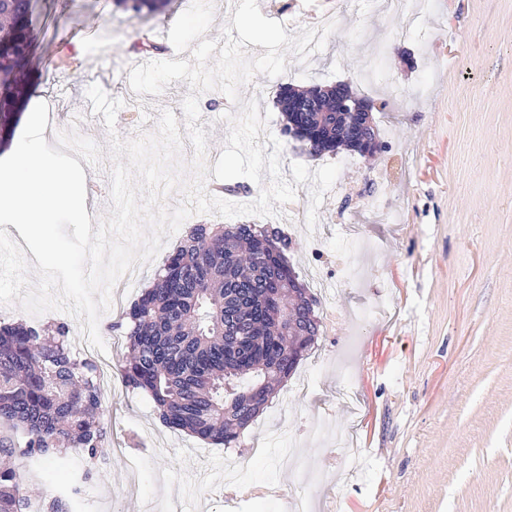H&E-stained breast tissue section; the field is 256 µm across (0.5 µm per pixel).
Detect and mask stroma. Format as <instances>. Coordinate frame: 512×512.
Listing matches in <instances>:
<instances>
[{
  "instance_id": "stroma-1",
  "label": "stroma",
  "mask_w": 512,
  "mask_h": 512,
  "mask_svg": "<svg viewBox=\"0 0 512 512\" xmlns=\"http://www.w3.org/2000/svg\"><path fill=\"white\" fill-rule=\"evenodd\" d=\"M259 2L291 36L340 16L308 60L288 54L284 74L241 86V101L258 99L269 113V133H280L275 96L284 83L345 81L374 105L382 144L374 156L344 164L283 144L281 171L297 196L270 219L288 232L300 281L315 231L326 272L340 277L353 265L359 278L319 299L308 355L229 448L166 427L152 399L123 384L124 352L90 346L69 313L0 306L1 323L68 326L72 356L102 371L109 435L107 465L88 481L78 448L48 460L19 452L12 463L35 499L81 484L75 512H291L295 483L279 464L291 452L323 476L305 490L310 512H512V0H405L402 17L387 0L344 9L338 0ZM238 4L172 0L166 13L140 19L114 0H38L29 102L49 108L47 142L105 79L123 102L115 129L92 115L78 133L105 146L113 132H155L190 88L176 80L160 95H139L131 69L173 49L190 59L202 40L222 37ZM146 39L158 51H137ZM238 110L220 90L200 94L208 165L225 145V114ZM220 221L189 217L134 281L117 282L121 296L98 322L104 343L124 335L120 322L163 254L194 225ZM304 375L310 390L294 392ZM321 420L345 429L353 450L319 436ZM259 439L264 453L228 480L233 459Z\"/></svg>"
}]
</instances>
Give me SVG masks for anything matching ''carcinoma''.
I'll return each mask as SVG.
<instances>
[{
	"instance_id": "carcinoma-1",
	"label": "carcinoma",
	"mask_w": 512,
	"mask_h": 512,
	"mask_svg": "<svg viewBox=\"0 0 512 512\" xmlns=\"http://www.w3.org/2000/svg\"><path fill=\"white\" fill-rule=\"evenodd\" d=\"M135 16L166 11L171 0H116ZM32 0H0V115L23 110L34 84L31 67ZM311 85H282L276 104L288 121L325 120L313 155L353 152L336 142L334 101ZM311 97V112H295L293 97ZM278 227L197 224L163 260L154 285L128 312V355L122 381L146 391L174 431L230 446L254 421L276 383L293 373L290 347L316 336L319 320L290 292L295 275ZM291 308L292 330L282 336V311ZM69 328L44 333L23 323L0 326V422L27 435L24 453L50 458L81 448L93 464L104 457L107 429L100 420L101 393L93 381L97 365L74 360ZM26 484L0 466V512H27ZM41 512H72V500L52 496Z\"/></svg>"
}]
</instances>
